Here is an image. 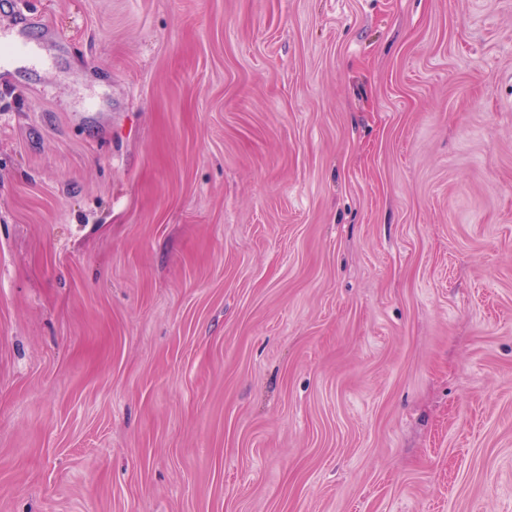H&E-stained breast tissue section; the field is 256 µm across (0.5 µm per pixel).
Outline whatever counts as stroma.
<instances>
[{
  "label": "stroma",
  "mask_w": 512,
  "mask_h": 512,
  "mask_svg": "<svg viewBox=\"0 0 512 512\" xmlns=\"http://www.w3.org/2000/svg\"><path fill=\"white\" fill-rule=\"evenodd\" d=\"M0 32V512H512V0Z\"/></svg>",
  "instance_id": "35a3bbf8"
}]
</instances>
